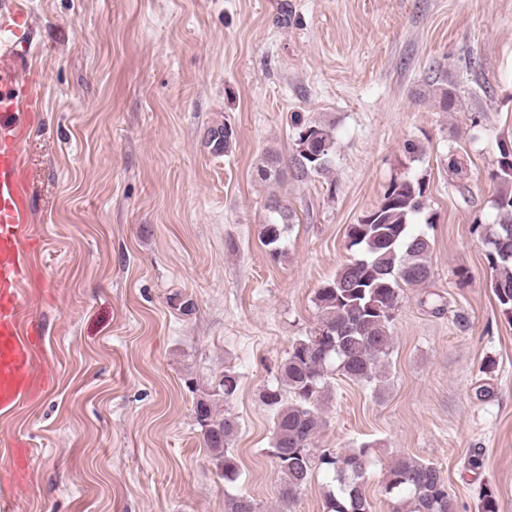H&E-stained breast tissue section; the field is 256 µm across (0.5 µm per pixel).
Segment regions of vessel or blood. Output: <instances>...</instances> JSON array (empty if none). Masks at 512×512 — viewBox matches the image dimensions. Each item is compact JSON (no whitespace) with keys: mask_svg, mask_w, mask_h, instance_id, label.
Instances as JSON below:
<instances>
[{"mask_svg":"<svg viewBox=\"0 0 512 512\" xmlns=\"http://www.w3.org/2000/svg\"><path fill=\"white\" fill-rule=\"evenodd\" d=\"M32 29L25 0H0V415L35 403L54 384L43 356V336L30 320L31 296L37 291L38 267L32 257L40 247L31 235V180L20 144L27 129L18 113L37 109L36 95L20 74L28 56L6 62L15 45ZM14 466L0 472V512H13L26 493L29 473L25 443L9 450Z\"/></svg>","mask_w":512,"mask_h":512,"instance_id":"obj_1","label":"vessel or blood"}]
</instances>
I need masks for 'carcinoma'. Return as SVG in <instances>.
<instances>
[{
	"instance_id": "cac0c4a2",
	"label": "carcinoma",
	"mask_w": 512,
	"mask_h": 512,
	"mask_svg": "<svg viewBox=\"0 0 512 512\" xmlns=\"http://www.w3.org/2000/svg\"><path fill=\"white\" fill-rule=\"evenodd\" d=\"M423 97L433 98L445 111L457 107L455 85L446 79L423 84ZM296 138L291 169L299 182L331 171L335 134L329 126L291 116ZM235 142V130L224 125L208 131L207 145L214 154L227 153ZM496 165L490 178L498 185L496 223L475 227L495 275L490 282L500 308L512 315V138L500 140ZM281 158L264 155L258 166L260 179L278 176ZM425 181L396 179L386 188L378 206L359 223L350 225L347 248L354 258L335 277L315 292L320 320L313 331L292 342L287 356L274 368L273 380L264 386L260 400L273 416L272 457L280 474V501L289 512L300 492L315 475L322 474L334 489L325 496L326 512H373L363 478L371 464L368 446L343 451L313 450L314 439L325 425L321 406L330 391V379L340 373L346 379L370 384L393 349L395 312L403 288L426 283L432 275L428 256L432 243L415 229L414 219L426 210ZM273 217L263 226L265 245L273 250L290 230L293 211L278 199L270 200ZM325 333L315 342V333ZM196 420L205 444L216 455L224 482L240 476L231 452L237 422L215 413V394L196 403ZM382 493L395 503L394 512H456L447 479L437 465L400 454L390 463ZM224 512H260L244 495H228Z\"/></svg>"
}]
</instances>
